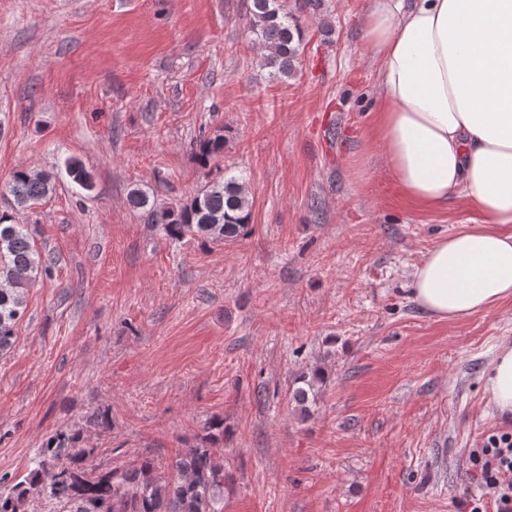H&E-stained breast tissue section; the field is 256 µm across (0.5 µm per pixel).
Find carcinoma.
Masks as SVG:
<instances>
[{
  "instance_id": "carcinoma-1",
  "label": "carcinoma",
  "mask_w": 512,
  "mask_h": 512,
  "mask_svg": "<svg viewBox=\"0 0 512 512\" xmlns=\"http://www.w3.org/2000/svg\"><path fill=\"white\" fill-rule=\"evenodd\" d=\"M251 14L250 32L264 50L269 77L291 76L304 40L299 17L287 0H252ZM224 142L221 129L196 139L194 153L201 168L224 154ZM65 170L79 188L92 187L91 174L80 162L66 161ZM53 188L51 174L28 167L15 169L5 185L19 207L43 199ZM128 201L147 211L151 223L174 241L190 237L217 243L249 233L251 202L240 174L206 182L178 206L157 207L141 188L132 189ZM51 268L52 257L35 248L29 225L15 222L9 211L0 212V352L14 343L29 288ZM324 381L325 369L317 364L296 378L299 386L292 398L303 417L311 416L319 384ZM92 453L78 433L51 436L35 468L8 493H0V512H25L34 495L63 504L67 512H224V464L210 448H191L178 457L172 464L173 479L160 476L149 457L135 467L89 477L82 464Z\"/></svg>"
}]
</instances>
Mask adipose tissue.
<instances>
[{
	"label": "adipose tissue",
	"mask_w": 512,
	"mask_h": 512,
	"mask_svg": "<svg viewBox=\"0 0 512 512\" xmlns=\"http://www.w3.org/2000/svg\"><path fill=\"white\" fill-rule=\"evenodd\" d=\"M362 32L377 65L376 134L401 195L434 208L457 194L482 217L427 251L413 300L450 320L512 300V0H372ZM485 390L512 413V344Z\"/></svg>",
	"instance_id": "obj_1"
}]
</instances>
